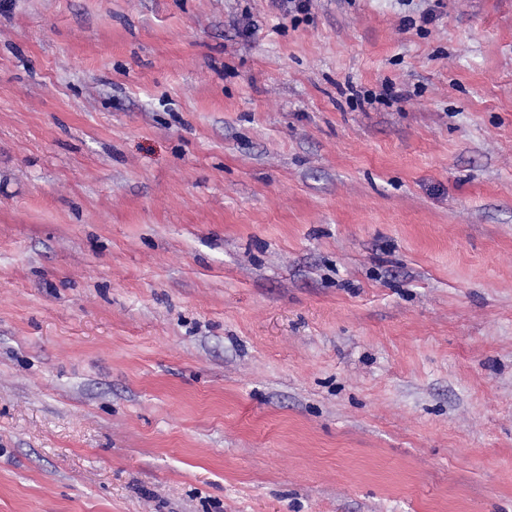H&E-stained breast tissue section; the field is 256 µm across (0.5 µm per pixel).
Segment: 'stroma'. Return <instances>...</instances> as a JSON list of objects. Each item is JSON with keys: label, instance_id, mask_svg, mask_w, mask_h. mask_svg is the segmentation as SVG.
<instances>
[{"label": "stroma", "instance_id": "1", "mask_svg": "<svg viewBox=\"0 0 512 512\" xmlns=\"http://www.w3.org/2000/svg\"><path fill=\"white\" fill-rule=\"evenodd\" d=\"M0 512H512V0H0Z\"/></svg>", "mask_w": 512, "mask_h": 512}]
</instances>
